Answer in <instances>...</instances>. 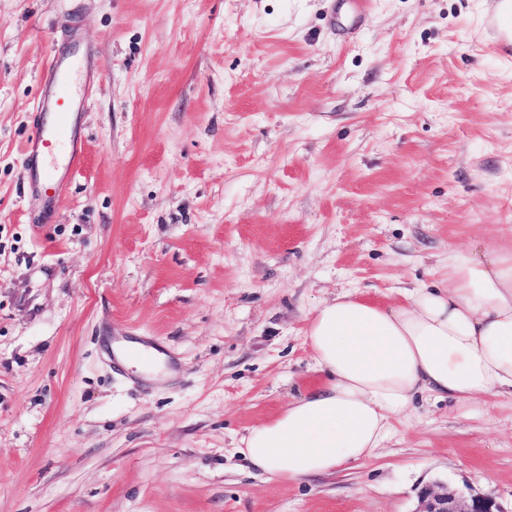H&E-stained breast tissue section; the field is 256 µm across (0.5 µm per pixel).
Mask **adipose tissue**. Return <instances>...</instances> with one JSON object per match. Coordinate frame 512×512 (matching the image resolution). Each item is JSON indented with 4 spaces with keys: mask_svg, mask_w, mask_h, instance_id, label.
Returning <instances> with one entry per match:
<instances>
[{
    "mask_svg": "<svg viewBox=\"0 0 512 512\" xmlns=\"http://www.w3.org/2000/svg\"><path fill=\"white\" fill-rule=\"evenodd\" d=\"M445 274L393 305L347 291L314 308L306 342L328 381L249 428L250 463L299 482L370 459L418 394L512 397V251L449 253Z\"/></svg>",
    "mask_w": 512,
    "mask_h": 512,
    "instance_id": "1",
    "label": "adipose tissue"
}]
</instances>
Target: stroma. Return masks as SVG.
<instances>
[{
    "mask_svg": "<svg viewBox=\"0 0 512 512\" xmlns=\"http://www.w3.org/2000/svg\"><path fill=\"white\" fill-rule=\"evenodd\" d=\"M0 0V512H512V400L417 395L371 460L291 483L239 454L324 382L345 291L437 287L512 249V46L494 0ZM90 51L81 165L46 215L25 149L55 55ZM149 338L148 373L101 346ZM495 8L486 20L487 26L495 34V42H512V1L495 0ZM420 509L416 512H503L490 497L466 495L443 488L424 487L419 492Z\"/></svg>",
    "mask_w": 512,
    "mask_h": 512,
    "instance_id": "1",
    "label": "stroma"
}]
</instances>
